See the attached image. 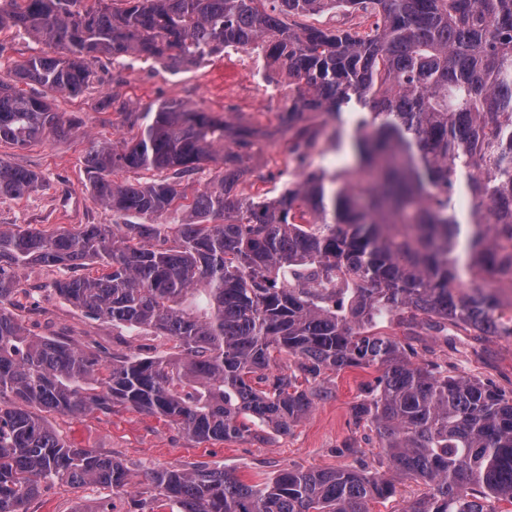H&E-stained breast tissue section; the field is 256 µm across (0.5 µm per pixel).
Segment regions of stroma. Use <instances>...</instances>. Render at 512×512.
I'll return each mask as SVG.
<instances>
[{
    "label": "stroma",
    "mask_w": 512,
    "mask_h": 512,
    "mask_svg": "<svg viewBox=\"0 0 512 512\" xmlns=\"http://www.w3.org/2000/svg\"><path fill=\"white\" fill-rule=\"evenodd\" d=\"M246 56L244 49L229 48L222 56L178 74L131 56L119 64L100 62L99 83L75 97H54V107L63 120L75 123L67 136H48L24 149L0 143L1 158L36 172L43 181L42 188L22 198L0 199V227L28 224L51 231L111 223V212L96 205L86 187L83 158L91 142H118L135 133L106 102L114 90L138 112L161 101L183 102L234 125L259 130L258 144L246 166L257 170L264 182L245 180L240 189L247 196L279 195L293 168L288 134L272 118L285 102L262 99L244 70ZM60 276L59 270L41 266L24 271L26 292L18 296L16 311L31 334L69 335L90 350L142 354L150 347L165 349V339H120L111 324L87 318L54 292L52 283ZM385 331L411 344L420 359L448 363L458 372L512 390V339L470 336L456 328L443 335L424 325L409 329L395 323L386 325ZM375 376V369L359 367L330 376L323 382L326 397L315 400L290 432L269 433L263 442H198L163 419L122 407L109 415L49 414L51 426L67 442L112 454L130 470L134 481L119 490L45 483L29 503L28 512H107L114 505L122 512H136L133 502L141 490L137 479L150 468L204 464L233 472L250 485L266 482L286 468L329 470L352 465L385 470L379 448L366 440L367 429L353 422L354 407L368 397ZM347 443L354 446V453L344 452Z\"/></svg>",
    "instance_id": "stroma-1"
}]
</instances>
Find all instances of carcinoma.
I'll return each instance as SVG.
<instances>
[{
    "label": "carcinoma",
    "instance_id": "carcinoma-1",
    "mask_svg": "<svg viewBox=\"0 0 512 512\" xmlns=\"http://www.w3.org/2000/svg\"><path fill=\"white\" fill-rule=\"evenodd\" d=\"M328 12L359 21L306 22ZM5 31L61 54L0 75V143L24 148L73 128L48 94L81 93L104 58L177 74L250 48L288 85L274 116L297 167L278 196L244 197L253 131L185 104L137 113L122 103L137 133L92 144L84 165L94 202L123 223L0 228V512H27L43 483L129 484L121 461L66 443L45 412L123 406L199 442L261 441L306 416L319 379L352 366L379 372L354 421L374 433L388 471L288 468L248 485L204 466L153 469L140 509L164 499L176 512H367L405 479L427 486L405 512L512 504V392L377 331L396 320L512 338L502 312L512 306V0H0ZM348 148L355 165L311 168L316 154ZM209 163L218 174L188 192ZM123 171L159 178L119 182ZM41 187L0 159V198ZM180 209L176 227L156 223ZM34 265L94 267L54 290L172 351L100 355L30 334L13 299ZM277 354L293 358L288 370H273Z\"/></svg>",
    "mask_w": 512,
    "mask_h": 512
}]
</instances>
